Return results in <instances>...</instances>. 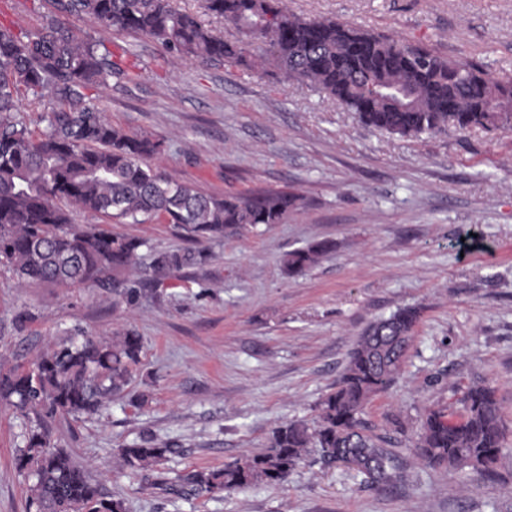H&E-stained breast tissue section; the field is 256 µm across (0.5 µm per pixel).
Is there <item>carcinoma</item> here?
Listing matches in <instances>:
<instances>
[{
  "instance_id": "1",
  "label": "carcinoma",
  "mask_w": 512,
  "mask_h": 512,
  "mask_svg": "<svg viewBox=\"0 0 512 512\" xmlns=\"http://www.w3.org/2000/svg\"><path fill=\"white\" fill-rule=\"evenodd\" d=\"M51 12L36 31L0 23V264L22 282L62 288L111 285L131 266L144 241L95 225L70 223L77 206L111 219L163 217L209 240L280 224L300 197L276 190L224 196L198 191L148 164L161 143L112 126L92 92L129 76L107 44L112 31L152 39L176 55L202 63L246 61L259 49L261 68L285 81L335 99L366 126L417 137L453 125L461 130L512 127V80L435 48L339 22L295 14L287 0H201L203 14L244 33L239 44L207 26L200 15L171 0H49ZM90 17L101 36L78 37L62 18ZM29 93L48 94L57 108L46 113L39 135L19 112ZM330 241L286 254V270L303 273L331 252ZM202 250L176 248L152 255L151 268L175 276L200 265ZM419 311L403 308L368 326L336 382L316 406L312 423L291 421L272 433L270 447L243 455L181 482L197 493L243 491L279 485L311 452L326 464L350 463L371 485L390 486L402 450L374 433L364 419L371 398L398 377ZM141 340L127 332L118 343L86 337L63 341L28 367L0 369V401L35 424L24 433L15 461L33 480L35 512H123L63 448L51 444L46 419L93 416L130 383ZM447 414L425 409L410 448L427 466L468 468L489 478L504 447L501 408L494 388L474 385ZM175 452L152 435L120 449L123 466L139 471Z\"/></svg>"
}]
</instances>
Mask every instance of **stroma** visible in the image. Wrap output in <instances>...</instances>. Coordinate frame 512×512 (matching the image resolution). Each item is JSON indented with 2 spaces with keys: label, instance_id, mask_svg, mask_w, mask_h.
I'll return each mask as SVG.
<instances>
[{
  "label": "stroma",
  "instance_id": "35a3bbf8",
  "mask_svg": "<svg viewBox=\"0 0 512 512\" xmlns=\"http://www.w3.org/2000/svg\"><path fill=\"white\" fill-rule=\"evenodd\" d=\"M305 17L336 16L437 47L512 78V0H288ZM48 0H0V23L41 26ZM128 80L99 94L113 126L162 140L156 163L205 193L270 188L302 198L282 223L205 242L208 258L174 278L154 252L192 246L177 226L126 224L71 209L143 239L116 286L19 283L0 265V367L30 363L63 339L132 331L140 360L125 391L93 417L54 418L70 452L127 512H512V127H447L399 138L366 127L320 92L250 64H203L115 32ZM331 240L305 273L288 251ZM140 284L134 301L124 287ZM416 307L396 382L366 408L368 425L409 447L419 412L454 409L475 384L495 387L507 442L495 478L432 468L405 455L381 490L343 465L301 464L281 485L231 494L167 490L269 447L282 423L313 421L368 324ZM26 420L0 402V512H27L30 480L15 467ZM146 434L172 442L133 472L118 450Z\"/></svg>",
  "mask_w": 512,
  "mask_h": 512
}]
</instances>
